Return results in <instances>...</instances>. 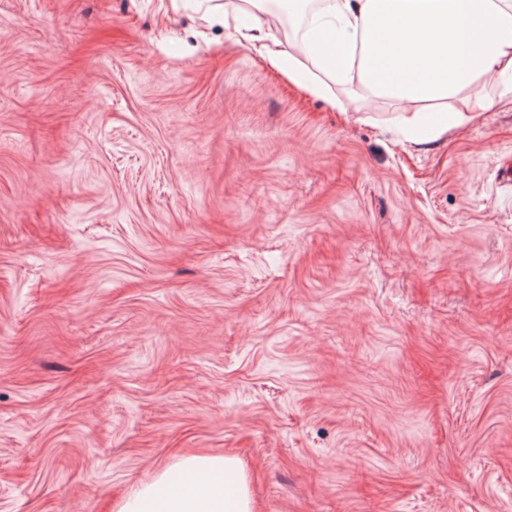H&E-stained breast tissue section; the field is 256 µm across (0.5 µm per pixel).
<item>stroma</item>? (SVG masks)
<instances>
[{
	"instance_id": "35a3bbf8",
	"label": "stroma",
	"mask_w": 512,
	"mask_h": 512,
	"mask_svg": "<svg viewBox=\"0 0 512 512\" xmlns=\"http://www.w3.org/2000/svg\"><path fill=\"white\" fill-rule=\"evenodd\" d=\"M209 6L0 0V512H512V95L416 143ZM183 477H181V476ZM114 512H255L245 470L235 456L193 454L134 487Z\"/></svg>"
}]
</instances>
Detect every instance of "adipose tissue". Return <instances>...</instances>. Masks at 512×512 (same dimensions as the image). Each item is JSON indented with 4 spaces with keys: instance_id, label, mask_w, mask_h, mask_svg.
Instances as JSON below:
<instances>
[{
    "instance_id": "ef3b65f1",
    "label": "adipose tissue",
    "mask_w": 512,
    "mask_h": 512,
    "mask_svg": "<svg viewBox=\"0 0 512 512\" xmlns=\"http://www.w3.org/2000/svg\"><path fill=\"white\" fill-rule=\"evenodd\" d=\"M268 2H220L213 10L249 18L268 63L332 106L342 104L335 85L410 105L403 122L419 141L447 132L459 117L455 102L477 87L512 84V0H325L300 55L265 31ZM114 512H256V505L237 457L193 454L134 487Z\"/></svg>"
}]
</instances>
